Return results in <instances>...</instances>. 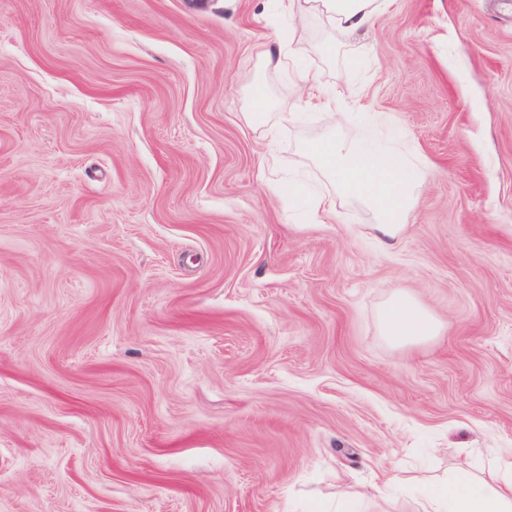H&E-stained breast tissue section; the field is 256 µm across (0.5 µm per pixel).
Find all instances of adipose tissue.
<instances>
[{"label":"adipose tissue","instance_id":"1","mask_svg":"<svg viewBox=\"0 0 512 512\" xmlns=\"http://www.w3.org/2000/svg\"><path fill=\"white\" fill-rule=\"evenodd\" d=\"M293 28H304L316 18L340 37L370 28L387 13L394 0H276ZM355 129L348 137H330L313 143L312 151L325 178L348 198L374 213L375 237L381 247H394L406 230L405 219L425 171L390 144L376 143L372 125ZM382 333L393 344L415 345L439 335L440 322L412 296L398 291L379 313ZM420 512H512V456L502 460L493 482L452 481L426 493Z\"/></svg>","mask_w":512,"mask_h":512}]
</instances>
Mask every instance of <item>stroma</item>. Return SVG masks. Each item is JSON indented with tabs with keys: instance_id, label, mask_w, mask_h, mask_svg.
<instances>
[{
	"instance_id": "35a3bbf8",
	"label": "stroma",
	"mask_w": 512,
	"mask_h": 512,
	"mask_svg": "<svg viewBox=\"0 0 512 512\" xmlns=\"http://www.w3.org/2000/svg\"><path fill=\"white\" fill-rule=\"evenodd\" d=\"M302 35L359 96L265 67L274 0H0V512H415L512 448V0ZM364 112L427 173L387 251L266 186ZM394 290L440 336L388 343Z\"/></svg>"
}]
</instances>
